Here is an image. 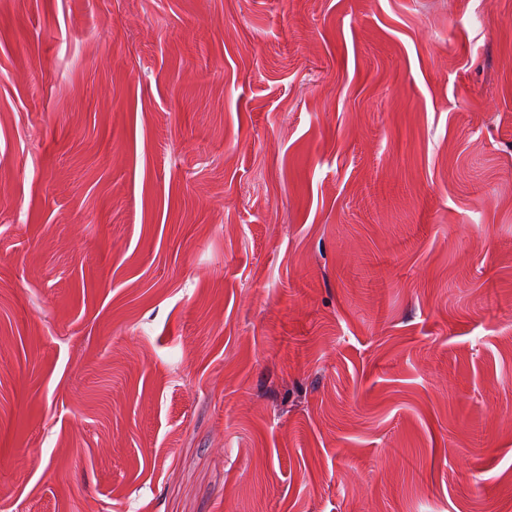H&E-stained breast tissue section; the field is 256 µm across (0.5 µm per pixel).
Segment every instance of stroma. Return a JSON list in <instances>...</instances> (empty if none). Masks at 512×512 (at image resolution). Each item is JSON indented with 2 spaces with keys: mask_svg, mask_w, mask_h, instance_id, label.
Here are the masks:
<instances>
[{
  "mask_svg": "<svg viewBox=\"0 0 512 512\" xmlns=\"http://www.w3.org/2000/svg\"><path fill=\"white\" fill-rule=\"evenodd\" d=\"M0 512H512V0H0Z\"/></svg>",
  "mask_w": 512,
  "mask_h": 512,
  "instance_id": "obj_1",
  "label": "stroma"
}]
</instances>
